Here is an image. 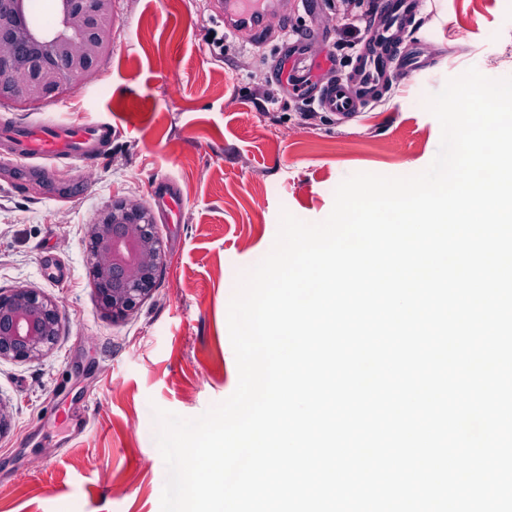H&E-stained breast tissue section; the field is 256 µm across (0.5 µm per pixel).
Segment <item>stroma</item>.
<instances>
[{
	"label": "stroma",
	"instance_id": "stroma-1",
	"mask_svg": "<svg viewBox=\"0 0 512 512\" xmlns=\"http://www.w3.org/2000/svg\"><path fill=\"white\" fill-rule=\"evenodd\" d=\"M112 9V40L90 78L38 103L0 102V126L114 130L88 172L65 160L32 177L0 156V291L37 289L62 316L49 357L0 360V396L13 407L0 437V512H161L156 412L194 418L234 392L229 303L240 275L271 250L281 211L320 222L346 177L424 170L441 138L426 98L472 67L512 77V0H430L410 32L430 41L434 68L343 125L289 94L276 60L287 29L314 26L321 36L308 57L348 69L351 25L374 15L375 0L348 14L339 0L313 14L299 2L259 42L225 32L220 51L208 42L209 0H114ZM167 180L181 197L178 223L156 216L167 264L140 310L112 322L86 274L84 226L115 197L153 206ZM47 260L65 276L44 275Z\"/></svg>",
	"mask_w": 512,
	"mask_h": 512
}]
</instances>
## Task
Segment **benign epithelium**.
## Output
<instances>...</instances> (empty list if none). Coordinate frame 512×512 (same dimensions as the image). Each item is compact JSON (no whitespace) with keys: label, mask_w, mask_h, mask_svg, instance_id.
<instances>
[{"label":"benign epithelium","mask_w":512,"mask_h":512,"mask_svg":"<svg viewBox=\"0 0 512 512\" xmlns=\"http://www.w3.org/2000/svg\"><path fill=\"white\" fill-rule=\"evenodd\" d=\"M112 0H55L44 26L32 0H0V99L36 102L87 78L112 36ZM86 267L102 315L114 322L152 295L167 252L153 213L115 199L85 227ZM62 327L55 299L35 288L0 292V360L48 357Z\"/></svg>","instance_id":"7a95c632"}]
</instances>
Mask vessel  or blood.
<instances>
[{
  "label": "vessel or blood",
  "instance_id": "vessel-or-blood-1",
  "mask_svg": "<svg viewBox=\"0 0 512 512\" xmlns=\"http://www.w3.org/2000/svg\"><path fill=\"white\" fill-rule=\"evenodd\" d=\"M276 4L277 0H223L216 15L232 30L247 29L257 36L278 16ZM423 7L424 0H379L377 11L382 19L375 36L380 41L393 37L394 47L382 54L360 48L350 73L333 74L318 83L311 80L313 65L304 52L305 40L288 43L280 59L289 90L317 101L339 121L354 119L391 89L396 77L417 75L426 69V40L404 37ZM111 141L112 126L108 123L42 121L0 128V147L6 155L43 169L52 168L59 160L91 167Z\"/></svg>",
  "mask_w": 512,
  "mask_h": 512
}]
</instances>
